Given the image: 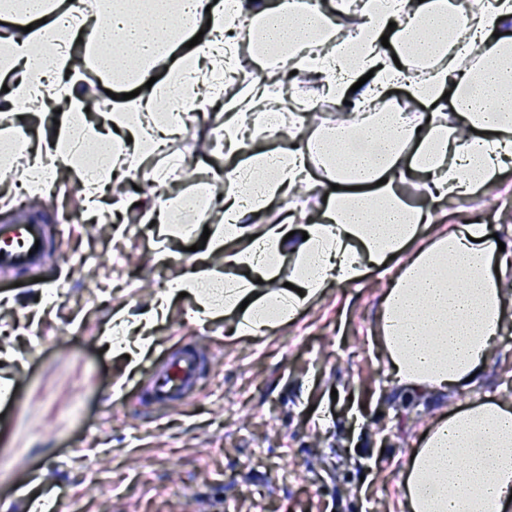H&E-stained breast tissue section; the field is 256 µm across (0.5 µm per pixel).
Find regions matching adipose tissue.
I'll return each instance as SVG.
<instances>
[{
	"label": "adipose tissue",
	"mask_w": 512,
	"mask_h": 512,
	"mask_svg": "<svg viewBox=\"0 0 512 512\" xmlns=\"http://www.w3.org/2000/svg\"><path fill=\"white\" fill-rule=\"evenodd\" d=\"M0 17L14 23L0 32L11 115L45 121L65 107L37 144L20 147L19 125L0 130V171L32 197L52 194L65 172L84 213L106 222L130 205L126 180L163 188L185 167L166 152L182 133L170 99L224 110L205 139L229 163L213 173L204 207L189 187L143 212L168 239L191 235L201 213L220 221L148 306L113 316L104 340L128 369L179 293L194 321L232 315L230 334L257 337L292 323L329 285L382 270L376 333L389 374L428 394L480 382L512 304V280L496 274L506 260L486 225L428 229L432 203L471 199L512 168V37L500 33L512 0H0ZM206 17L207 38L186 50ZM43 18L47 27L29 31ZM78 50L101 80L143 91L108 123L97 122L99 102L72 63ZM474 53L480 67H462ZM36 59L41 81L29 73ZM293 70L301 80L286 81ZM235 79L240 92L225 99ZM400 89L426 113L395 109ZM324 99L350 102V116L305 126ZM287 110L300 119L289 147H256L280 133L267 116ZM316 194L325 202L312 220ZM281 203L289 222L265 224ZM412 454L399 483L408 512H512V403L438 413Z\"/></svg>",
	"instance_id": "obj_1"
}]
</instances>
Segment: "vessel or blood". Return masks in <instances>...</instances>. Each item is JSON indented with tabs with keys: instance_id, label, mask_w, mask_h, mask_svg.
Returning <instances> with one entry per match:
<instances>
[{
	"instance_id": "b4317fda",
	"label": "vessel or blood",
	"mask_w": 512,
	"mask_h": 512,
	"mask_svg": "<svg viewBox=\"0 0 512 512\" xmlns=\"http://www.w3.org/2000/svg\"><path fill=\"white\" fill-rule=\"evenodd\" d=\"M49 248L45 224L0 225V271L29 270L41 265ZM207 355L191 345L172 349L150 377L144 393L147 408L165 411L184 405L204 378Z\"/></svg>"
}]
</instances>
